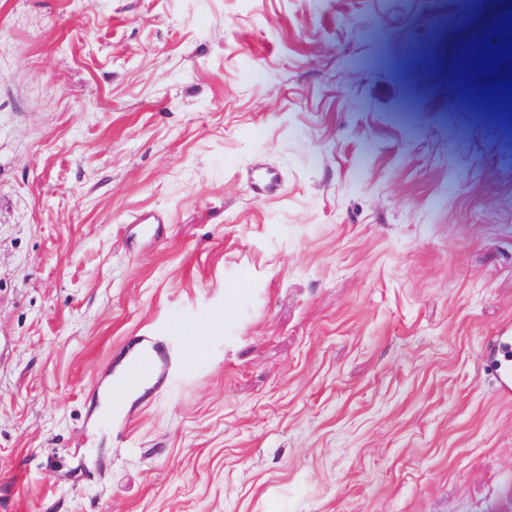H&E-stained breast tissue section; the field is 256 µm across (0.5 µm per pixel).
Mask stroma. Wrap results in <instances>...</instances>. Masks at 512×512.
<instances>
[{
	"label": "stroma",
	"mask_w": 512,
	"mask_h": 512,
	"mask_svg": "<svg viewBox=\"0 0 512 512\" xmlns=\"http://www.w3.org/2000/svg\"><path fill=\"white\" fill-rule=\"evenodd\" d=\"M507 11L0 0V512H512ZM171 360L170 354L157 344H151L130 362L123 375L112 380L109 390L111 401L120 406L130 392L157 380Z\"/></svg>",
	"instance_id": "1"
}]
</instances>
